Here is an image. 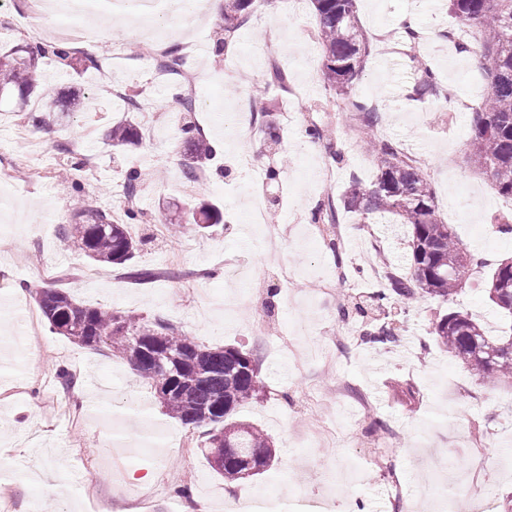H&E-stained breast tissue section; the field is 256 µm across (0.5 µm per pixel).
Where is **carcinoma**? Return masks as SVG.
Segmentation results:
<instances>
[{
	"label": "carcinoma",
	"mask_w": 512,
	"mask_h": 512,
	"mask_svg": "<svg viewBox=\"0 0 512 512\" xmlns=\"http://www.w3.org/2000/svg\"><path fill=\"white\" fill-rule=\"evenodd\" d=\"M322 47V75L328 87L349 97V107L363 117L368 130V145L380 159L375 180L367 188L353 181L343 197L344 209L368 215L390 213L410 228V272L400 276L386 272L385 288L370 296V308L383 311L406 300L429 295L444 300L465 284V272H458L466 252L452 228L440 221L429 184L418 168L390 140L377 137L378 115L364 99L350 96L353 82L364 68L367 45L355 10V0H313ZM450 12L473 32V40L462 49L483 57L486 92L473 105L470 121L472 162L491 180L498 193L512 197V0H448ZM256 9V0H224V21L219 26L214 49L224 50L225 38L244 26ZM51 58L63 66H74L71 47L51 43L33 55L15 46L0 45V102L14 100L20 106L32 100L42 103L43 111L79 109L87 97L71 94L51 97L41 88L39 60ZM419 81L410 96L439 95L435 75L427 65L419 66ZM184 150L181 166L192 175L208 167L216 155L195 124L183 121ZM113 149L139 141L136 125L128 120L112 124L107 134ZM88 217L64 228V237L84 252L91 261L106 265H125L134 258L142 240L132 237L127 225L139 220L132 207L115 218L103 209L75 211ZM220 212L210 204L190 211L179 230L203 231L220 223ZM486 290L489 300L512 314V265L499 263L493 268ZM34 299L49 329L78 345L106 346L125 358L131 369L150 381L163 408L172 417L204 428V448L211 468L227 481L242 479L241 473L253 469L252 476L271 473L276 456L270 438L258 427L234 419L245 403L263 399L264 384L255 359L235 346L208 347L161 320L150 326L135 314H118L91 307L58 288H42ZM368 308V309H370ZM368 309L356 303L343 307L345 321L356 313L368 318ZM437 343L452 357L467 364L482 376H493L512 384V351L505 341L486 335L481 324L459 310L443 315L435 324ZM362 341L387 347L397 341L398 327L385 319L369 318L364 323ZM234 429L230 446L219 433Z\"/></svg>",
	"instance_id": "1"
}]
</instances>
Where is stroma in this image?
<instances>
[{"mask_svg": "<svg viewBox=\"0 0 512 512\" xmlns=\"http://www.w3.org/2000/svg\"><path fill=\"white\" fill-rule=\"evenodd\" d=\"M356 9L368 56L352 94L376 101L378 134L413 160L434 192L439 218L476 258L464 287L446 303L425 297L403 304L400 340L388 349L361 343L357 323L340 320L343 304L376 290L369 258L407 266V228L385 213L344 211L346 235L332 251L313 220L321 203L341 200L350 181L370 185L377 163L363 148L359 117L324 86L310 0L296 12L281 0L277 12L231 34L220 53L211 47L218 20L205 18L190 29L204 45L196 63L204 108L196 125L209 141L223 142L227 157L244 154L251 164L228 175L211 165L190 196L181 191L179 96L154 81L152 32L133 17L114 25L111 0H99L101 53L120 50L123 66L113 78L139 91L148 111L126 113L97 69L76 72L49 58L40 63L44 85L56 92L80 88L92 97L91 107L50 123L48 140L27 117L37 102L24 112L0 109V159L10 163L7 202L0 204V280L7 283L0 290V418L8 421L0 432V512H30L34 502L54 512H95L94 488L113 490L112 512L141 499L148 512H183L192 498L206 501L211 512H224L228 497L261 507L271 490L274 512H500L512 500V385L475 375L431 334L448 307L472 313L491 337L512 334V320L496 312L485 290L491 270L512 255V238L496 228L498 219L512 216V199L469 160L468 106L484 93L483 70L459 49L464 27L447 5L356 0ZM402 12L414 14L429 34L412 57L402 53L394 23ZM273 56L287 67L292 88L268 92L274 142L220 121L264 82ZM415 58L434 70L440 93L455 98L451 110L410 98ZM126 116L138 130L153 128L154 136L116 153L105 131ZM314 125L331 129V136L311 139L307 129ZM56 141L93 156L81 190L101 208L119 203L130 171L145 174L134 202L143 218L128 230L150 239L134 262L156 271L152 282L129 280L123 268L97 266L62 246L77 190L54 174ZM303 146L333 168V181L305 171ZM258 187L279 223L297 227L273 253L245 222L247 199ZM204 200L219 208L221 222L202 233L170 235L169 226ZM42 287L63 289L92 307L161 318L200 344L252 354L266 397L236 417L270 437L277 471L224 480L199 452L197 429L169 416L153 390L106 348L74 344L45 326L14 344L13 312L21 303L35 307L33 291ZM61 366L73 374L72 386L58 378ZM375 420L385 430L371 431ZM473 470L472 488L463 478Z\"/></svg>", "mask_w": 512, "mask_h": 512, "instance_id": "1", "label": "stroma"}]
</instances>
